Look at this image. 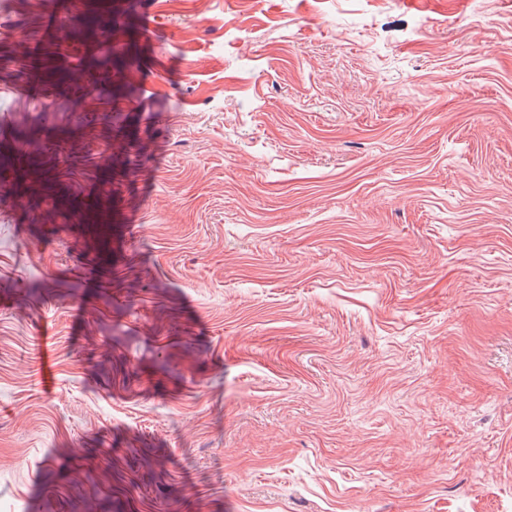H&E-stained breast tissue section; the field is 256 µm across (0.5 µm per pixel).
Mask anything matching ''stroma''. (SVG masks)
Masks as SVG:
<instances>
[{
    "label": "stroma",
    "mask_w": 512,
    "mask_h": 512,
    "mask_svg": "<svg viewBox=\"0 0 512 512\" xmlns=\"http://www.w3.org/2000/svg\"><path fill=\"white\" fill-rule=\"evenodd\" d=\"M0 43V512H512V0Z\"/></svg>",
    "instance_id": "35a3bbf8"
}]
</instances>
